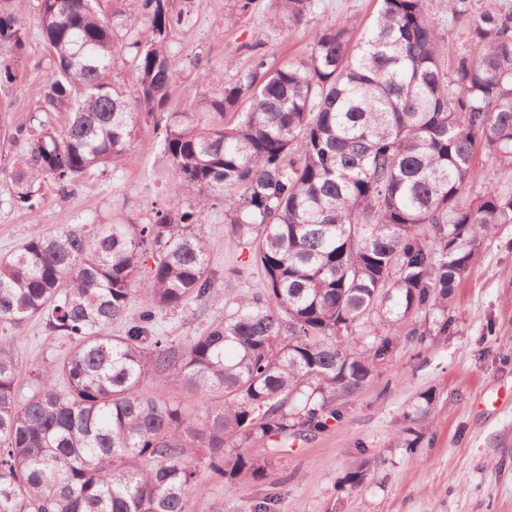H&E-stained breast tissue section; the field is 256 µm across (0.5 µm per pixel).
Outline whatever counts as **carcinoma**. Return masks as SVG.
I'll return each mask as SVG.
<instances>
[{"instance_id":"obj_1","label":"carcinoma","mask_w":512,"mask_h":512,"mask_svg":"<svg viewBox=\"0 0 512 512\" xmlns=\"http://www.w3.org/2000/svg\"><path fill=\"white\" fill-rule=\"evenodd\" d=\"M135 2L148 24L127 46L128 84L113 77L120 47L98 0H39L52 71L37 111L5 130L14 200L34 212L44 186L64 195L128 159L144 115L193 201L147 224L36 232L0 258V327L45 315L70 342L21 399L15 337L0 336V512H187L208 476L260 480L279 439L340 417L333 403L390 361L410 319L433 316L416 336L448 335L453 288L495 225L512 224V195L461 200L477 149L512 168V5L448 0L464 41L447 66L428 0H379L360 35L319 29L299 62L270 67L245 46L248 67L171 112L183 59L169 39L189 15ZM268 11L281 31L310 22V0ZM26 41L0 6L10 82ZM55 112L68 114L61 131ZM218 206L266 278L230 303L200 232ZM192 299L224 304V320L175 346L157 316ZM147 378L194 391L197 413L143 392Z\"/></svg>"}]
</instances>
